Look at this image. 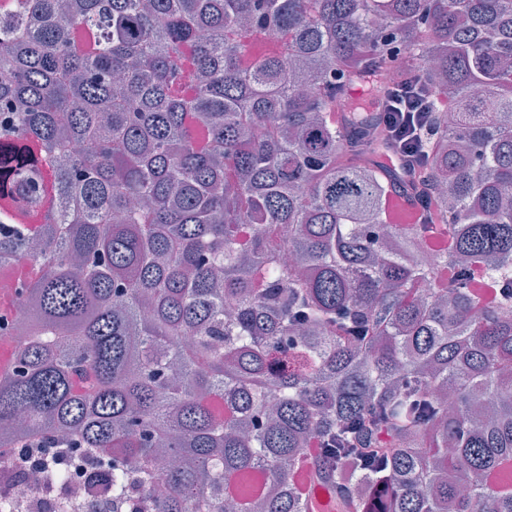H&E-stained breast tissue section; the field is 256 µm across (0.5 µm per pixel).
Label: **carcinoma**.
Returning <instances> with one entry per match:
<instances>
[{"mask_svg": "<svg viewBox=\"0 0 512 512\" xmlns=\"http://www.w3.org/2000/svg\"><path fill=\"white\" fill-rule=\"evenodd\" d=\"M0 29V268L37 270L0 429L98 456L133 512H307L311 442L342 512H512V321L469 283L512 270V0H13ZM386 69L449 105L402 178L347 95ZM402 188L429 223L385 222Z\"/></svg>", "mask_w": 512, "mask_h": 512, "instance_id": "carcinoma-1", "label": "carcinoma"}]
</instances>
